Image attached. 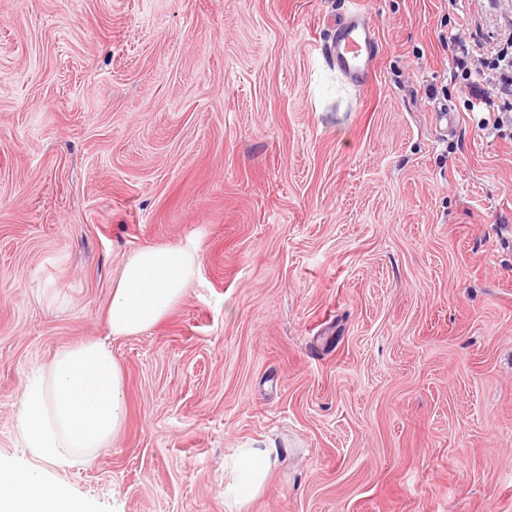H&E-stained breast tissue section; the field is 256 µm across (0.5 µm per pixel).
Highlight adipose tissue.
I'll return each instance as SVG.
<instances>
[{"label": "adipose tissue", "mask_w": 512, "mask_h": 512, "mask_svg": "<svg viewBox=\"0 0 512 512\" xmlns=\"http://www.w3.org/2000/svg\"><path fill=\"white\" fill-rule=\"evenodd\" d=\"M195 256L176 247L141 248L124 263L106 312L112 335H140L182 299ZM125 421V386L111 352L96 342L69 347L27 385L20 433L33 457L66 469L109 447ZM277 448H239L224 460L225 512H243L265 489ZM0 512H85L65 486L48 487L36 469L0 462Z\"/></svg>", "instance_id": "ef3b65f1"}]
</instances>
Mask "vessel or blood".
Instances as JSON below:
<instances>
[{"label": "vessel or blood", "instance_id": "b4317fda", "mask_svg": "<svg viewBox=\"0 0 512 512\" xmlns=\"http://www.w3.org/2000/svg\"><path fill=\"white\" fill-rule=\"evenodd\" d=\"M375 41V27L361 6H354L347 18L337 23L332 53L345 78L361 85L372 80Z\"/></svg>", "mask_w": 512, "mask_h": 512}]
</instances>
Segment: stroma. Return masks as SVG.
<instances>
[{"mask_svg": "<svg viewBox=\"0 0 512 512\" xmlns=\"http://www.w3.org/2000/svg\"><path fill=\"white\" fill-rule=\"evenodd\" d=\"M360 2L363 88L331 50L351 0H0L1 460L90 512H224L225 455L272 443L246 512H512V127L449 41L506 40L512 0ZM148 245L195 274L110 336ZM87 340L126 418L61 471L20 400ZM195 256L176 247L141 248L124 263L106 312L113 336H138L159 323L182 299Z\"/></svg>", "mask_w": 512, "mask_h": 512, "instance_id": "1", "label": "stroma"}]
</instances>
